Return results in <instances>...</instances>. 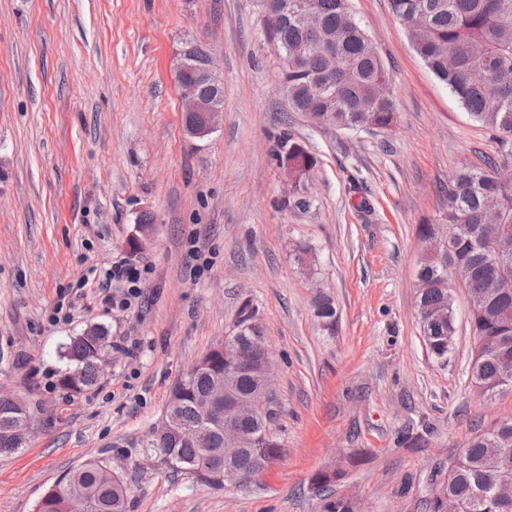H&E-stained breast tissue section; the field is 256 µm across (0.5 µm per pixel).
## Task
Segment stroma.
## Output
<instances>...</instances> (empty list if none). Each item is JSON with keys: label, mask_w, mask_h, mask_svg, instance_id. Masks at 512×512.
Instances as JSON below:
<instances>
[{"label": "stroma", "mask_w": 512, "mask_h": 512, "mask_svg": "<svg viewBox=\"0 0 512 512\" xmlns=\"http://www.w3.org/2000/svg\"><path fill=\"white\" fill-rule=\"evenodd\" d=\"M389 75L396 118L341 130L288 109L264 0H0V390L31 407L30 440L0 455V512H37L66 471L103 458L128 512H321L313 483L365 512H424L476 431L512 419V391L476 397L464 289L447 364L416 307L418 227L496 148L416 53L389 0H348ZM188 41L212 50L224 110L184 124L175 79ZM290 132L314 158L293 182L273 154ZM153 217L133 251L136 219ZM211 264L196 273V254ZM148 266L141 307L106 303L112 264ZM332 300L335 331L315 315ZM275 362L283 455L259 483L212 488L145 442L174 385L245 312ZM102 325L111 363L91 390L58 386L60 351ZM423 436L408 448L401 435Z\"/></svg>", "instance_id": "obj_1"}]
</instances>
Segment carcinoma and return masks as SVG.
Returning <instances> with one entry per match:
<instances>
[{"label": "carcinoma", "mask_w": 512, "mask_h": 512, "mask_svg": "<svg viewBox=\"0 0 512 512\" xmlns=\"http://www.w3.org/2000/svg\"><path fill=\"white\" fill-rule=\"evenodd\" d=\"M320 18V26H303L283 8L275 22L264 21L269 41L280 54L304 47L284 69L283 83L288 109L306 112L319 124L354 130L363 122L383 128L393 123V97L381 92L379 82L386 68L366 32L349 14L347 0H309ZM392 13L407 22L422 14L426 24L410 30L417 54L431 72L448 85L471 120L496 132L495 155L484 167L459 171L449 182L446 223L457 225L448 257L439 261L427 256L442 239L438 224H422L418 236L422 252L417 277L426 284L419 289L417 307L420 331L432 356L448 361L454 327L453 294L444 284L452 266L466 275L469 323L477 339L480 357L471 368V380L494 395L512 390V251L492 255L498 236L512 232V187L497 179L498 169L512 162V0H389ZM336 56V69L327 68L324 53ZM276 158L288 163V171L300 181L315 166V160L284 132L277 141ZM317 317L334 329L336 308L331 300L317 303ZM239 330L224 339L232 346L261 336L260 327L248 313L237 324ZM112 342L108 329L95 326L70 339L61 353L65 368L59 385L81 394L92 389L107 363ZM234 387L240 395H251L257 380L250 364L226 378L224 356L215 349L207 364L195 365L185 384L173 388L168 406L179 423L208 433L204 446L191 441L161 438L147 447L163 454L172 469L194 474L200 483L211 485V475L224 470V437L220 422L207 419L201 402L218 382ZM29 405L12 396L0 395V454L26 447ZM275 416L270 406L251 417L237 419L248 438L235 462L245 475L264 469L270 456H281L282 444L272 432ZM512 485V420L475 432L457 455L448 472L447 499L426 503L427 512H445L448 500L459 512H512L499 495ZM128 483L112 473L104 459L89 460L66 473L42 497L37 512H127Z\"/></svg>", "instance_id": "carcinoma-1"}]
</instances>
